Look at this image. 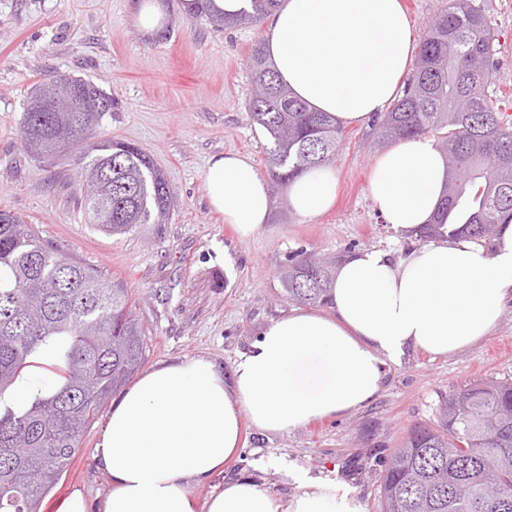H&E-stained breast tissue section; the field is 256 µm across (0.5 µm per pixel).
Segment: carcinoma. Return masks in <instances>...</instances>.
I'll use <instances>...</instances> for the list:
<instances>
[{"instance_id":"obj_1","label":"carcinoma","mask_w":512,"mask_h":512,"mask_svg":"<svg viewBox=\"0 0 512 512\" xmlns=\"http://www.w3.org/2000/svg\"><path fill=\"white\" fill-rule=\"evenodd\" d=\"M278 0H251L220 27L256 26ZM495 34L473 0H448L428 24L402 96L376 122L383 143L432 134L449 178L433 223L419 238L468 235L489 243L512 215V120L493 106L488 82ZM248 110L269 142L271 194L333 159L342 129L314 112L269 67L262 42L250 52ZM65 100L36 88L21 138L78 158V199L89 223L112 235L164 224L172 193L152 158L121 140L94 139L112 96L93 82L63 77ZM288 299L324 304L329 267L303 252L280 274ZM142 331L124 285L44 243L25 221L0 211V396L25 368L49 361L56 379L28 383L27 397L0 405V512H39L67 472L110 396L141 365ZM382 512H512V382L487 380L452 390L437 425L413 428L385 462Z\"/></svg>"}]
</instances>
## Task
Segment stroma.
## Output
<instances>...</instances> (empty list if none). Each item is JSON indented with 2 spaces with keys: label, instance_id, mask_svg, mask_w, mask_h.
<instances>
[{
  "label": "stroma",
  "instance_id": "1",
  "mask_svg": "<svg viewBox=\"0 0 512 512\" xmlns=\"http://www.w3.org/2000/svg\"><path fill=\"white\" fill-rule=\"evenodd\" d=\"M161 35L145 32L132 0H0V209L32 224L37 235L89 267L122 281L145 334L142 369L176 357L203 356L224 373L271 319L295 309L280 281L294 254L314 253L329 266L364 248L399 251L404 239L383 224L368 192L380 150L372 123L344 128L331 169L333 207L314 219L273 207L267 224L239 239L208 207L202 172L215 154L237 152L266 169V139L252 121L248 56L263 27L221 28L163 0ZM498 40L490 82L512 116V0H479ZM82 77L111 94L115 106L95 137L143 148L172 192L165 224H139L110 235L85 223L73 160L33 156L20 128L32 87ZM512 381V301L493 331L448 357L408 352L386 370L384 388L366 407L285 433L242 426L237 457L222 474L194 486L199 501L245 477L287 500L300 476L344 489L365 512H381L384 463L414 426L436 424L449 388ZM96 429L46 496L41 512H58L73 489L90 504L111 485L93 459Z\"/></svg>",
  "mask_w": 512,
  "mask_h": 512
}]
</instances>
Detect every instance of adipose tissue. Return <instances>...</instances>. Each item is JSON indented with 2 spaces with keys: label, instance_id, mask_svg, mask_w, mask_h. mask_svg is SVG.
<instances>
[{
  "label": "adipose tissue",
  "instance_id": "1",
  "mask_svg": "<svg viewBox=\"0 0 512 512\" xmlns=\"http://www.w3.org/2000/svg\"><path fill=\"white\" fill-rule=\"evenodd\" d=\"M280 78L316 112L346 127L385 112L418 50L402 0H280L263 21ZM446 167L434 139L399 141L376 158L369 193L383 222L406 235L429 223ZM210 208L241 239L270 217L267 182L249 158L211 156L203 171ZM295 213L314 218L336 199L330 168L288 187ZM512 299V219L494 247L462 236L348 254L330 291V313L294 310L265 326L231 377L203 357L139 374L114 403L94 448L111 482L97 512H364L349 492L308 484L289 502L240 479L198 504L194 485L223 471L243 422L284 433L370 403L388 364L407 350L449 356L488 336Z\"/></svg>",
  "mask_w": 512,
  "mask_h": 512
}]
</instances>
